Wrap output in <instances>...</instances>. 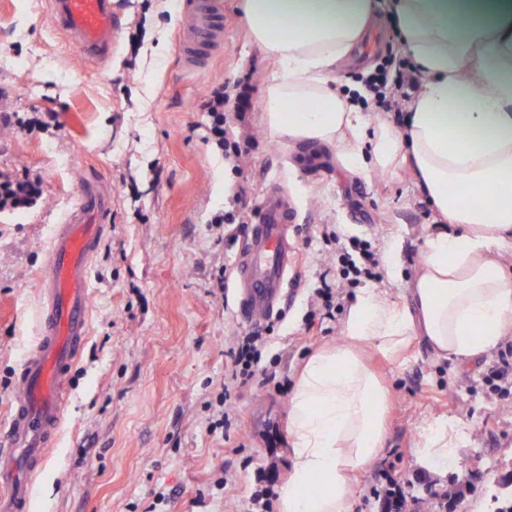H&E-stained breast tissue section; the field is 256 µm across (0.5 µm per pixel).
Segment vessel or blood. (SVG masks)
<instances>
[{
    "instance_id": "1",
    "label": "vessel or blood",
    "mask_w": 512,
    "mask_h": 512,
    "mask_svg": "<svg viewBox=\"0 0 512 512\" xmlns=\"http://www.w3.org/2000/svg\"><path fill=\"white\" fill-rule=\"evenodd\" d=\"M178 32L184 71L203 68L224 41L220 0H184ZM51 24L87 59L112 57V0H51ZM110 199L83 187L75 209L56 225L40 277L45 302L35 345L24 358L12 411L0 428V512H31L33 478L48 457L66 404L68 375L87 341L90 263L110 224ZM285 195L266 194L239 249L236 288L242 318L253 325L276 313L292 284L298 245Z\"/></svg>"
}]
</instances>
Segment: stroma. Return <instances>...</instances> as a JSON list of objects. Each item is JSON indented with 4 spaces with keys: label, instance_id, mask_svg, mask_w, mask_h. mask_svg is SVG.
Instances as JSON below:
<instances>
[{
    "label": "stroma",
    "instance_id": "1",
    "mask_svg": "<svg viewBox=\"0 0 512 512\" xmlns=\"http://www.w3.org/2000/svg\"><path fill=\"white\" fill-rule=\"evenodd\" d=\"M112 2V58L98 67L51 26L47 0H0V183L35 182L30 203L0 208V421L35 344L52 229L97 182L111 197L112 225L92 261L90 333L33 510L145 512L163 493L161 512H251L255 473L276 487L288 477L289 398L276 385L341 337L344 312L324 321L308 314L336 258L323 225L380 253L401 236L409 278L436 217L409 171L366 179L326 148L287 149L264 131L258 105L274 62L252 43L239 0H222L224 42L194 73L179 63L174 0ZM399 47L384 18L367 61L345 64L337 88L360 84ZM213 91L230 115L225 137L252 144L230 201L202 106ZM270 189L286 191L297 212V274L272 319L270 366L239 390L236 428L214 433L205 403L224 385L227 346L248 327L232 283L218 281L234 270L239 242L211 221L225 211L251 218ZM372 362L391 393L386 446L359 475L353 512H377L372 488L383 470L421 496L420 512H448L426 495L430 484L455 493L449 512H486L493 485L512 478V410L483 391L486 361L439 358L417 342L404 364ZM439 416L462 422L467 440L457 460L430 472L415 448ZM224 474L231 482L220 491L214 481Z\"/></svg>",
    "mask_w": 512,
    "mask_h": 512
}]
</instances>
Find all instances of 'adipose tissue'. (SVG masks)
I'll return each instance as SVG.
<instances>
[{"mask_svg":"<svg viewBox=\"0 0 512 512\" xmlns=\"http://www.w3.org/2000/svg\"><path fill=\"white\" fill-rule=\"evenodd\" d=\"M250 37L277 68L260 100L283 147L335 150L361 177L406 168L432 207L423 259L411 280L387 245V274L408 301L373 288L351 302L339 340L301 366L288 404L291 467L278 512H350L356 481L385 446L390 392L368 353L397 360L414 342L475 363L512 335V0H240ZM422 79L400 119L363 111L336 89L380 12ZM456 423L435 419L418 463L458 454Z\"/></svg>","mask_w":512,"mask_h":512,"instance_id":"obj_1","label":"adipose tissue"}]
</instances>
